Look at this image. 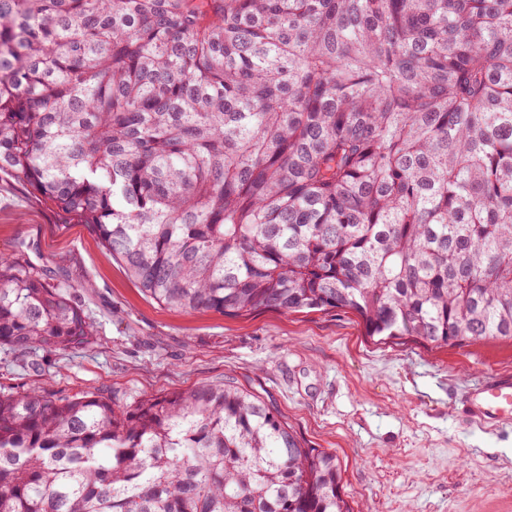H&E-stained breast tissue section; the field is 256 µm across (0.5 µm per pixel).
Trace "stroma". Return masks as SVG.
Instances as JSON below:
<instances>
[{
    "instance_id": "stroma-1",
    "label": "stroma",
    "mask_w": 512,
    "mask_h": 512,
    "mask_svg": "<svg viewBox=\"0 0 512 512\" xmlns=\"http://www.w3.org/2000/svg\"><path fill=\"white\" fill-rule=\"evenodd\" d=\"M0 251L75 286L98 340L48 372L0 349V389L138 396L233 378L305 446L336 454L353 512H512V422L480 426L470 392L512 372V340L425 347L366 337L356 314L184 313L146 298L97 237L0 172Z\"/></svg>"
}]
</instances>
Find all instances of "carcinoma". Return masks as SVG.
<instances>
[{"instance_id":"carcinoma-1","label":"carcinoma","mask_w":512,"mask_h":512,"mask_svg":"<svg viewBox=\"0 0 512 512\" xmlns=\"http://www.w3.org/2000/svg\"><path fill=\"white\" fill-rule=\"evenodd\" d=\"M0 171L161 306L512 339V0H0ZM0 253L16 365L94 343ZM0 512H352L231 380L0 390Z\"/></svg>"}]
</instances>
